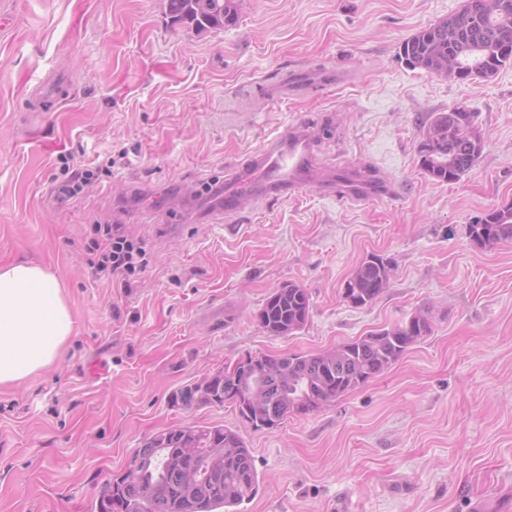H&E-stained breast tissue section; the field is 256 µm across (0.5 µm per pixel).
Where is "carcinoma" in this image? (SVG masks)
Listing matches in <instances>:
<instances>
[{"instance_id": "cac0c4a2", "label": "carcinoma", "mask_w": 512, "mask_h": 512, "mask_svg": "<svg viewBox=\"0 0 512 512\" xmlns=\"http://www.w3.org/2000/svg\"><path fill=\"white\" fill-rule=\"evenodd\" d=\"M469 0L468 8L419 30L400 48L412 69L460 81L493 78L512 65V0ZM169 12L197 30L221 29L238 19V0H168ZM476 114L455 106L437 112L417 145L419 167L435 182H455L481 158L485 144ZM472 244L491 250L512 241V203L467 225ZM392 262L368 255L349 276L350 305L364 307L389 286ZM311 308L295 284L273 290L256 314L270 336L303 329ZM431 331L427 316L340 343L316 354H260V371L218 372L176 393L182 405L235 406L255 429H274L290 416H308L382 375ZM254 457L242 436L226 427H175L145 439L125 467L104 481L91 512H240L258 493Z\"/></svg>"}]
</instances>
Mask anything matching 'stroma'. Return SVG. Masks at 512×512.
Masks as SVG:
<instances>
[{"label":"stroma","mask_w":512,"mask_h":512,"mask_svg":"<svg viewBox=\"0 0 512 512\" xmlns=\"http://www.w3.org/2000/svg\"><path fill=\"white\" fill-rule=\"evenodd\" d=\"M464 0H239L235 25L198 32L167 0H0V266L59 278L76 333L48 371L0 386V512H90L148 436L221 425L251 448L244 512H497L512 499V242L466 236L512 202V68L453 81L413 70L401 43ZM305 69L342 83L271 99ZM463 103L486 137L452 183L420 169L432 113ZM316 128L325 163H365L393 196L350 206L312 184L294 198L198 207L275 136ZM111 154L79 196L51 192L64 156ZM149 254L122 288L86 257L93 222ZM391 259L371 305L342 297L368 254ZM307 325L268 335L256 314L285 283ZM426 312L431 332L384 374L278 428L232 404L174 396L246 354H310Z\"/></svg>","instance_id":"1"}]
</instances>
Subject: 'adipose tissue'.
Masks as SVG:
<instances>
[{
    "mask_svg": "<svg viewBox=\"0 0 512 512\" xmlns=\"http://www.w3.org/2000/svg\"><path fill=\"white\" fill-rule=\"evenodd\" d=\"M74 328L53 273L31 263L0 268V385L53 366Z\"/></svg>",
    "mask_w": 512,
    "mask_h": 512,
    "instance_id": "obj_1",
    "label": "adipose tissue"
}]
</instances>
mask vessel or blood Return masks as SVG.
Returning <instances> with one entry per match:
<instances>
[{
    "label": "vessel or blood",
    "mask_w": 512,
    "mask_h": 512,
    "mask_svg": "<svg viewBox=\"0 0 512 512\" xmlns=\"http://www.w3.org/2000/svg\"><path fill=\"white\" fill-rule=\"evenodd\" d=\"M337 79V72L327 70L294 73L287 82L269 87L268 93L282 96ZM316 138L315 132L296 129L288 139L273 140L252 160L249 168L227 177L223 202L225 215H235L247 198L260 201L282 191L292 196L301 194L307 183L314 179L320 180L337 198L352 205L393 195L391 184L359 166L344 164L317 171L314 156Z\"/></svg>",
    "instance_id": "1"
}]
</instances>
